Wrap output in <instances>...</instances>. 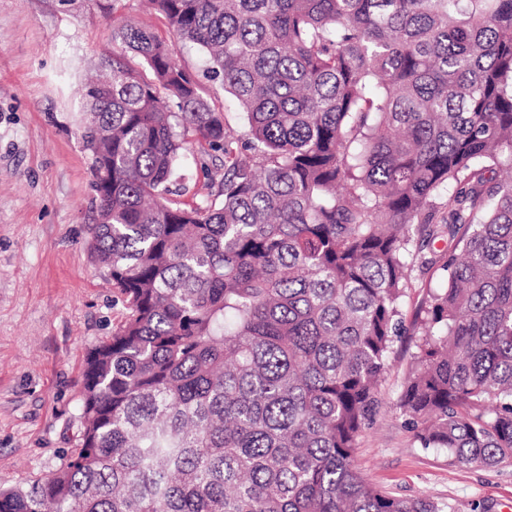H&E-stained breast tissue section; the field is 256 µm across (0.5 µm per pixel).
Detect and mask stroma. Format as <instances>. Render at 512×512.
<instances>
[{"instance_id":"1","label":"stroma","mask_w":512,"mask_h":512,"mask_svg":"<svg viewBox=\"0 0 512 512\" xmlns=\"http://www.w3.org/2000/svg\"><path fill=\"white\" fill-rule=\"evenodd\" d=\"M116 20L168 34L146 0H0V488L30 487L75 448L87 352L126 313L90 254L94 192L78 93L92 64L111 58ZM175 51L210 106L241 126L221 83L204 79L201 50L179 43ZM429 280L413 275L402 305L406 333L355 463L397 497L444 501L455 512H512V464L457 466L446 451L422 448L395 406Z\"/></svg>"}]
</instances>
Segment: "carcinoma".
I'll return each mask as SVG.
<instances>
[{
    "label": "carcinoma",
    "mask_w": 512,
    "mask_h": 512,
    "mask_svg": "<svg viewBox=\"0 0 512 512\" xmlns=\"http://www.w3.org/2000/svg\"><path fill=\"white\" fill-rule=\"evenodd\" d=\"M151 2L244 123L112 26L142 69L81 88V140L126 315L87 353L76 448L0 512H454L355 451L443 241L395 406L460 467L512 462V0ZM186 152L205 199H170Z\"/></svg>",
    "instance_id": "obj_1"
}]
</instances>
